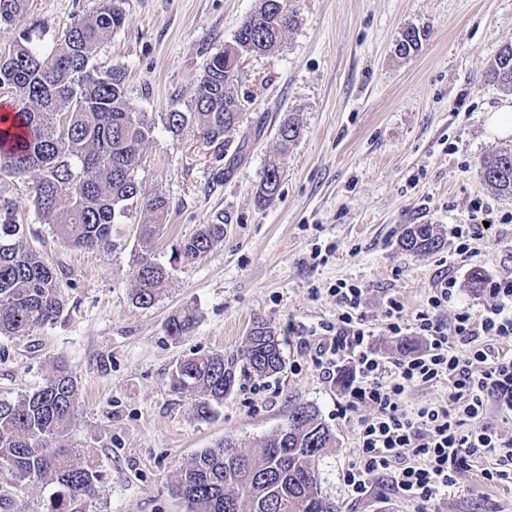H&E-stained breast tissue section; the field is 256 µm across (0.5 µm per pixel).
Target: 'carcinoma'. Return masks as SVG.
I'll list each match as a JSON object with an SVG mask.
<instances>
[{
  "label": "carcinoma",
  "instance_id": "obj_1",
  "mask_svg": "<svg viewBox=\"0 0 512 512\" xmlns=\"http://www.w3.org/2000/svg\"><path fill=\"white\" fill-rule=\"evenodd\" d=\"M28 12V0H0V26H12ZM291 0H257L237 30L232 44L206 63L187 111L161 114L173 134L196 127L202 144L224 155L226 139L245 111L235 92L240 59L279 47L285 32L297 25ZM124 22L120 0H98L97 8L75 19L59 43L48 49L23 29L13 46L0 54V87L12 92L13 112L0 116V140L9 144L0 154V173L21 177L42 171L33 187L32 204L52 232L75 249H110L112 229L124 223L127 211L140 205L146 219L139 239L151 240L165 224L167 197L149 193L135 178L142 151L152 139L154 122L131 107L125 73L99 71L92 64L99 46ZM419 29L402 32L398 52L417 49ZM484 78L512 92V44L503 46L484 71ZM299 122L288 117L277 129L279 152L297 143ZM484 183L512 196V148L489 152L481 161ZM277 156L267 159L255 192L258 208L280 196ZM26 227L15 218L9 201L0 202V335L25 337L61 316L64 301L57 273L25 244ZM224 241V219L202 224L177 249L191 262ZM400 247L431 254L444 246L433 224H413L402 234ZM132 301L149 308L166 291L169 274L144 252L133 255ZM197 320L186 306L165 322L167 336L179 341ZM285 338L266 322L253 325L239 354L221 351L195 354L174 364L168 388L197 396V415L207 418L224 403L241 375L265 379L284 369ZM77 383L65 367L55 368L42 386L17 400L0 399V473L22 491L31 483L53 488L50 512H66L77 499L92 497L100 481L92 448L62 444L74 420ZM336 447V435L309 402L295 403L287 422L260 446L244 450L232 437L203 448L176 473L172 494L184 512H337L322 489L320 465Z\"/></svg>",
  "mask_w": 512,
  "mask_h": 512
}]
</instances>
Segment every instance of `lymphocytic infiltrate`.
Wrapping results in <instances>:
<instances>
[{"label":"lymphocytic infiltrate","mask_w":512,"mask_h":512,"mask_svg":"<svg viewBox=\"0 0 512 512\" xmlns=\"http://www.w3.org/2000/svg\"><path fill=\"white\" fill-rule=\"evenodd\" d=\"M486 286L493 302L479 310L456 306V280L449 275L415 312L387 298V331L421 336L426 345L420 354L394 359L374 347L362 285L341 280L332 288L336 319L320 324L323 341L312 362L328 376L339 363H350L347 404L372 409L359 422L356 456L343 475L352 497H363L382 479L414 512H442L458 473L472 466L485 487L512 485V437L487 419L491 409L512 419V349L501 345L512 338V276L489 278ZM447 306L452 312L441 318ZM437 384L448 388L445 402L409 404L412 389Z\"/></svg>","instance_id":"obj_1"}]
</instances>
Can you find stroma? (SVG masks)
<instances>
[{
  "instance_id": "1",
  "label": "stroma",
  "mask_w": 512,
  "mask_h": 512,
  "mask_svg": "<svg viewBox=\"0 0 512 512\" xmlns=\"http://www.w3.org/2000/svg\"><path fill=\"white\" fill-rule=\"evenodd\" d=\"M255 0H123V25L93 60L99 70L126 72L135 111L157 125L135 176L147 192L170 201L166 224L140 242L141 211L114 230L109 250L64 245L32 205L42 172L0 173V200L11 201L28 244L55 267L66 305L54 324L21 338L0 336V398L39 388L54 366L76 376L79 397L68 447L91 448L101 474L94 498L67 512H184L170 491L174 474L193 454L233 436L254 448L283 425L295 401L314 403L336 435L323 460L321 484L339 512H411L382 485L350 499L343 473L354 460L358 421L368 407H348L338 378L311 361L318 337L310 326L336 319L330 290L338 280L366 289L365 312L379 352L398 356L385 327L387 297L407 310L422 305L442 275L457 280L459 304H492L483 277L512 274V197L484 184L479 167L496 139L488 113L512 107V92L483 72L512 43V0H295L297 26L279 48L247 56L236 90L246 111L229 149L235 159L202 147L194 128L173 134L161 113L186 109L212 54L231 44ZM94 0H29V19L58 39ZM409 27L423 36L403 57L397 40ZM302 126L281 156V195L267 209L254 196L264 163L277 147L287 115ZM483 201L474 210L475 201ZM224 242L191 263L172 249L215 217ZM412 224L441 229L445 245L418 255L399 238ZM475 224L477 253L454 255L453 227ZM143 251L169 272L164 295L149 308L133 304L131 254ZM194 307L197 321L180 341L164 323ZM271 323L286 338L285 368L275 377H240L207 419L194 399L169 392L180 358L241 348L252 325Z\"/></svg>"
}]
</instances>
